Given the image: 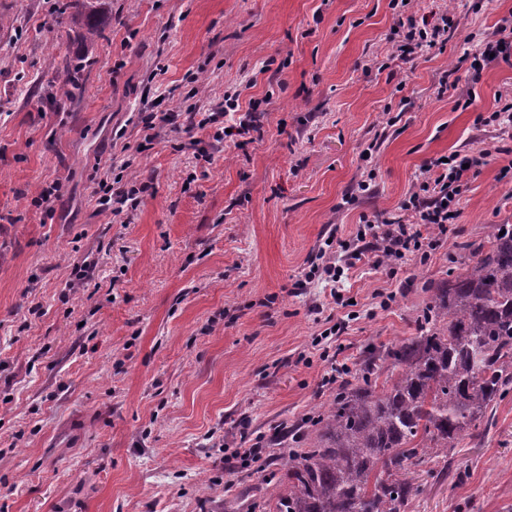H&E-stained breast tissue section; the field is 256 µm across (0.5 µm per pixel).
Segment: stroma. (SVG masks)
<instances>
[{
	"mask_svg": "<svg viewBox=\"0 0 512 512\" xmlns=\"http://www.w3.org/2000/svg\"><path fill=\"white\" fill-rule=\"evenodd\" d=\"M63 2L0 0V512H275L282 449L309 447L365 349L418 335L431 289L512 224V125L476 120L512 94V59L467 77L512 0H411L459 23L408 60L389 0H98L92 41ZM187 112L262 136L218 142ZM480 151L428 254L308 279L433 158ZM119 174L151 189L115 215L99 183ZM257 440L264 471L230 460ZM411 478L402 512H512V394L447 477Z\"/></svg>",
	"mask_w": 512,
	"mask_h": 512,
	"instance_id": "obj_1",
	"label": "stroma"
}]
</instances>
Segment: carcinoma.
I'll return each mask as SVG.
<instances>
[{"label":"carcinoma","mask_w":512,"mask_h":512,"mask_svg":"<svg viewBox=\"0 0 512 512\" xmlns=\"http://www.w3.org/2000/svg\"><path fill=\"white\" fill-rule=\"evenodd\" d=\"M92 2L71 13L90 39ZM487 238L489 250L432 289L420 335L369 349L312 419L311 447L282 449L276 512H401L419 492L408 471L449 457L512 391V225H489Z\"/></svg>","instance_id":"1"}]
</instances>
